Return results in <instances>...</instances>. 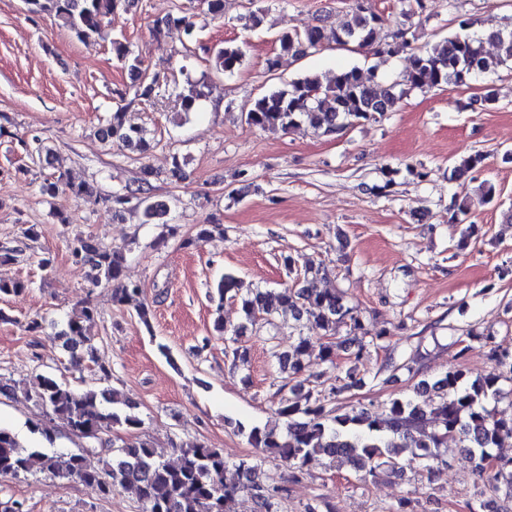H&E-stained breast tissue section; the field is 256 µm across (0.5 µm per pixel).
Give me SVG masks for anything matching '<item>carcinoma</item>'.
Wrapping results in <instances>:
<instances>
[{"label": "carcinoma", "instance_id": "cac0c4a2", "mask_svg": "<svg viewBox=\"0 0 512 512\" xmlns=\"http://www.w3.org/2000/svg\"><path fill=\"white\" fill-rule=\"evenodd\" d=\"M117 2L23 0L27 13L54 16L80 40L103 36L104 19L112 16ZM424 8V0H412L393 36L408 43L407 24ZM181 24L186 34L193 36V25L174 16L158 22L154 33L160 37L165 29ZM386 24L384 15L366 6L364 0H354L350 17L332 34L318 25L306 24L281 33L277 41L281 51L303 57L326 49L331 40L339 47L374 43ZM488 41L498 49L494 57L484 50ZM204 52L212 69L223 75L237 70L244 57L242 49L235 45L206 48ZM509 62L512 23L507 22L487 34H456L440 39L426 50H413L402 79L388 84L364 76L358 67L339 70L328 86L323 85L318 74L308 72L287 88L255 99L245 113V122L285 131L305 123L324 135L340 134L350 126L394 111L411 90L464 85L472 76ZM103 134L140 151L149 148L144 131L126 125L122 112L112 113ZM141 174L136 189L110 196L101 195L93 184H75L61 175L45 180L41 192L54 196L64 189L85 203H109L116 214L128 210L132 203L134 209L141 211L142 223L151 224L163 214V205L152 203L145 196L152 171L144 167ZM493 196L494 187L483 183L477 197L466 196L455 204L456 211L465 215L471 205L488 202ZM223 233L219 224H200L195 235L184 239L182 245L201 244ZM68 249L74 263L89 267L95 283L121 282V287L112 294L113 302L133 306L141 322L150 326L151 309L141 300L142 286L124 281L126 249L104 246L83 233L73 236ZM318 274L319 271L306 268L304 285L299 289H248L244 296L240 295L242 281L238 277L232 273L221 276L209 293V301L217 313L214 329L229 342L233 356L242 360L246 355L239 345L246 325L277 316L303 320L331 335L342 325L353 333L363 330L354 308L345 305L340 295L318 288ZM238 296L243 323L228 328L224 326V299ZM96 316V308L86 302L68 319L66 327L56 333L65 349L72 339L78 343V350L69 351L71 366L76 370L86 360L96 362L95 347L85 336L84 328V323ZM499 380L500 375L495 372L472 378L460 369L452 370L431 385L422 383L411 396L392 398L372 411L340 414L327 409L326 398L309 392L301 403L288 398L281 400L278 415L283 418L282 429H248L240 424L238 431L247 436L253 447L281 458L294 478L317 455L332 461L338 459L356 469L365 468L369 475L380 467L399 472L405 460L431 470L445 463L443 449L448 447V438L453 437L468 450L476 470L486 476L490 495L497 498L502 493L511 498L512 460L504 465L493 455V449L503 439L512 438V416L501 414L495 407L500 397ZM26 396L61 420L71 434L105 449L103 468L90 470L84 454L59 455L24 442L13 429L0 425V478L39 471L59 480H78L104 495L120 487L135 495L143 504V512H227L228 503L241 493L252 497L256 512H276L277 490L254 482V466L244 459L230 463L221 450L197 443L178 447L175 464L160 460L151 442L135 435L142 425L135 412L136 403L111 388H79L41 375L37 386ZM428 425L432 431L423 432ZM117 427L125 430L127 437H103Z\"/></svg>", "mask_w": 512, "mask_h": 512}]
</instances>
